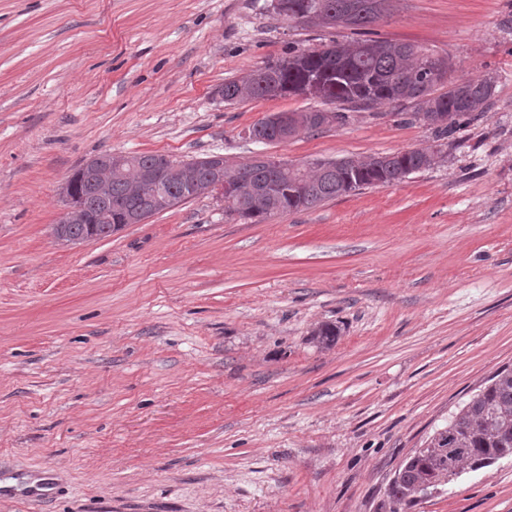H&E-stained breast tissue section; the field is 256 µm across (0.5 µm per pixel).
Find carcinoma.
<instances>
[{"label": "carcinoma", "mask_w": 512, "mask_h": 512, "mask_svg": "<svg viewBox=\"0 0 512 512\" xmlns=\"http://www.w3.org/2000/svg\"><path fill=\"white\" fill-rule=\"evenodd\" d=\"M390 0H274L277 15L295 25L345 27L359 34L350 41L332 40L322 48L302 51L270 62L240 79L224 82L219 94L227 103L300 96L336 105V123L347 121V110L376 104L413 103L408 122L433 130L439 141H451L467 121L487 111L496 89L495 77L455 80L448 58L412 43L365 39L370 27L389 13ZM448 85L439 93L437 87ZM293 131H322L319 111L295 112ZM441 150L413 149L363 158L343 157L279 169L257 156L246 163L224 165L237 182L262 190L258 197L238 193L224 197V215L246 224L311 209L369 186L391 184L432 167ZM159 154L130 157L116 171L99 156V191L89 196L82 168L72 174L75 206L81 218L68 234L88 233L96 224L147 219L178 204L215 192L206 188L210 173L179 161L170 162L163 191L143 183V172L156 167ZM512 456V368L499 369L451 416L448 426L434 432L424 447L405 458L386 488L390 512H409L427 488L450 483Z\"/></svg>", "instance_id": "carcinoma-1"}]
</instances>
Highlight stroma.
Masks as SVG:
<instances>
[{
  "mask_svg": "<svg viewBox=\"0 0 512 512\" xmlns=\"http://www.w3.org/2000/svg\"><path fill=\"white\" fill-rule=\"evenodd\" d=\"M351 36L272 0H0V512H389L401 461L512 366V0H391L373 27L498 79L432 168L261 224L215 192L51 235L62 183L103 153L438 147L390 105L264 145L255 123L320 101L219 94ZM43 476L38 504L15 485ZM411 512H512V457Z\"/></svg>",
  "mask_w": 512,
  "mask_h": 512,
  "instance_id": "obj_1",
  "label": "stroma"
}]
</instances>
